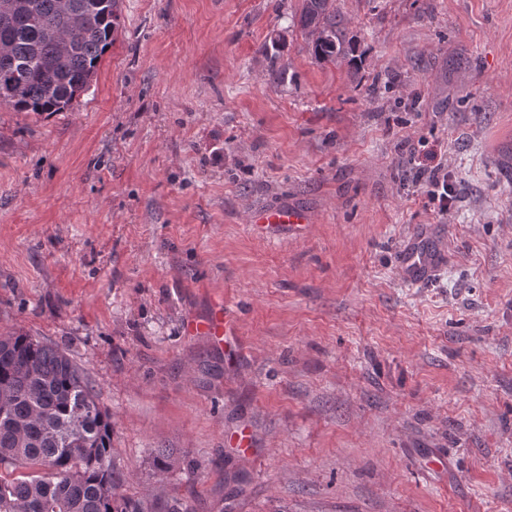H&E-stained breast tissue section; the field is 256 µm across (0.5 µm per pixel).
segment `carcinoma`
Returning <instances> with one entry per match:
<instances>
[{
  "label": "carcinoma",
  "mask_w": 512,
  "mask_h": 512,
  "mask_svg": "<svg viewBox=\"0 0 512 512\" xmlns=\"http://www.w3.org/2000/svg\"><path fill=\"white\" fill-rule=\"evenodd\" d=\"M0 26V107L64 112L90 89L120 26V0H12ZM300 26L315 56L355 51L335 0H302ZM158 488L117 493L112 415L67 351L25 334L0 336V512H195L164 489L179 465L158 448Z\"/></svg>",
  "instance_id": "carcinoma-1"
}]
</instances>
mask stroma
Masks as SVG:
<instances>
[{
    "instance_id": "35a3bbf8",
    "label": "stroma",
    "mask_w": 512,
    "mask_h": 512,
    "mask_svg": "<svg viewBox=\"0 0 512 512\" xmlns=\"http://www.w3.org/2000/svg\"><path fill=\"white\" fill-rule=\"evenodd\" d=\"M338 5L357 50L322 60L301 0H122L69 111L0 108V335L86 370L122 494L170 448L196 512H512V0ZM285 204L302 236L253 231ZM215 298L233 362L187 332ZM430 161L433 165L423 163L416 156L415 152L410 150V162L415 165L416 183L422 186L427 195L438 202V208L442 215H447L454 202V187L448 182V164L445 167L443 158L436 151L429 153ZM311 215L308 211L288 206L286 208L264 209L254 212L251 223L260 230H296L311 223ZM442 246L438 240L421 235L408 243L400 260L402 274L411 280L426 278L440 259Z\"/></svg>"
}]
</instances>
